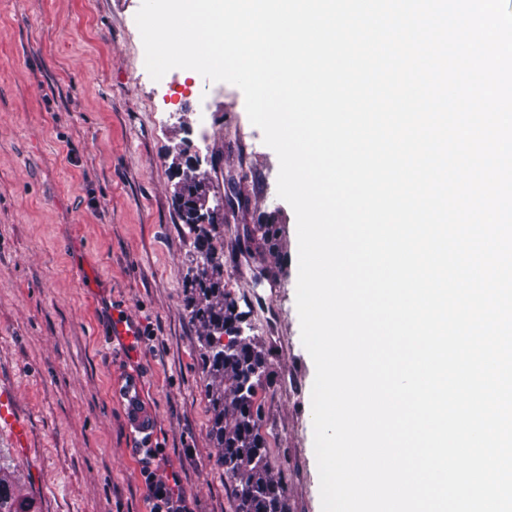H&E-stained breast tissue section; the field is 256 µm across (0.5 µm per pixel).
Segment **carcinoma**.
<instances>
[{"label": "carcinoma", "instance_id": "cac0c4a2", "mask_svg": "<svg viewBox=\"0 0 512 512\" xmlns=\"http://www.w3.org/2000/svg\"><path fill=\"white\" fill-rule=\"evenodd\" d=\"M194 224L197 265L206 266L213 258L211 230ZM274 224H255L237 239L241 251L252 252L278 236ZM192 319L203 329L200 359L210 378V435L217 448V464L229 481L235 483L237 512H287V485L271 473L268 438L263 432L262 407L256 389L268 378L267 363L248 337L240 335L242 312L218 281H195L190 300ZM232 345L224 346V335ZM0 512H39L36 502L17 489L15 471L0 457Z\"/></svg>", "mask_w": 512, "mask_h": 512}]
</instances>
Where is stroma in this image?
I'll return each mask as SVG.
<instances>
[{"mask_svg":"<svg viewBox=\"0 0 512 512\" xmlns=\"http://www.w3.org/2000/svg\"><path fill=\"white\" fill-rule=\"evenodd\" d=\"M141 0H0V385L32 445L0 450L42 512H148L136 450L183 481L186 512H236L209 436L201 329L186 304L194 234L177 207L184 178L221 226L206 269L236 299L273 374L258 388L269 463L288 512H321L314 363L295 303L296 218L277 195L279 160L239 88L190 69L153 80ZM244 175L237 203L229 176ZM281 225L274 253L246 255L247 224ZM280 261L255 299L251 270ZM146 332L138 357L101 332L97 290ZM137 392L125 395L128 383Z\"/></svg>","mask_w":512,"mask_h":512,"instance_id":"1","label":"stroma"}]
</instances>
